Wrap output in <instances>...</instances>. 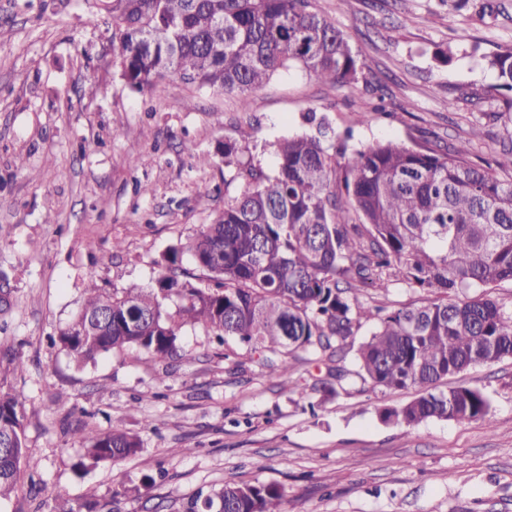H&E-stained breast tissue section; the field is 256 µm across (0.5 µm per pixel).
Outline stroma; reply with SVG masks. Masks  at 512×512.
I'll return each instance as SVG.
<instances>
[{
    "label": "stroma",
    "instance_id": "stroma-1",
    "mask_svg": "<svg viewBox=\"0 0 512 512\" xmlns=\"http://www.w3.org/2000/svg\"><path fill=\"white\" fill-rule=\"evenodd\" d=\"M370 70L353 88L292 68L238 96L159 79L136 92L112 54V20L95 0H0V288L11 308L0 344V391L23 393L27 460L0 512H48L56 496L110 501L119 512H178L187 497L227 482L274 484L285 512H512V358L444 380L489 398L493 427L382 422L412 392L372 388L357 375L337 397L313 385L326 358L290 355L305 396L277 386L246 346L183 326L191 359L151 361L134 348L75 365L50 342L90 288L156 287L170 248L186 244L235 196L224 180L225 139L251 124L254 163L272 167L279 140L311 132L308 113L353 127L352 147L377 139L446 146L500 100L472 102L494 75L482 55L512 43V0H314ZM459 52L441 65L437 47ZM385 111H374L377 101ZM367 121L352 125L354 113ZM122 127L113 137L114 127ZM195 146L187 155L183 143ZM141 158L131 166L132 158ZM149 184L150 194L137 187ZM121 251H113V240ZM367 305L419 307L433 293L399 283L361 289ZM121 428L141 448L85 466L81 439Z\"/></svg>",
    "mask_w": 512,
    "mask_h": 512
}]
</instances>
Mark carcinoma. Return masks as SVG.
<instances>
[{
  "label": "carcinoma",
  "mask_w": 512,
  "mask_h": 512,
  "mask_svg": "<svg viewBox=\"0 0 512 512\" xmlns=\"http://www.w3.org/2000/svg\"><path fill=\"white\" fill-rule=\"evenodd\" d=\"M112 17V52L134 91L152 90L172 72L200 88L248 94L277 72L298 66L331 85L354 87L368 70L341 29L313 0H98ZM497 84L512 93V43L484 57ZM239 139L224 141V167L239 183L224 211L186 249L214 282L180 278L177 251L156 289L120 294L87 289L54 342L81 366L98 355L136 347L164 361L191 353L179 329L201 325L261 355L267 377L301 394L284 355L302 349L342 361L362 323L376 331L356 351L359 375L375 388H413L410 402L385 408L386 422L429 419L492 426L479 389H439L473 365L512 357V310L487 289L512 281V141L494 165L470 160L472 126L453 147L375 141L341 163L352 130L280 140L273 170L243 158ZM400 281L441 297L419 308L363 305L361 284L385 291ZM181 299L175 321L163 300ZM464 298L458 299L456 295ZM25 397L0 395V501L11 498L25 458ZM91 466L135 455L140 437L114 428L84 437ZM273 484L225 483L200 491L181 512H282ZM52 512H112L61 498Z\"/></svg>",
  "instance_id": "carcinoma-1"
}]
</instances>
